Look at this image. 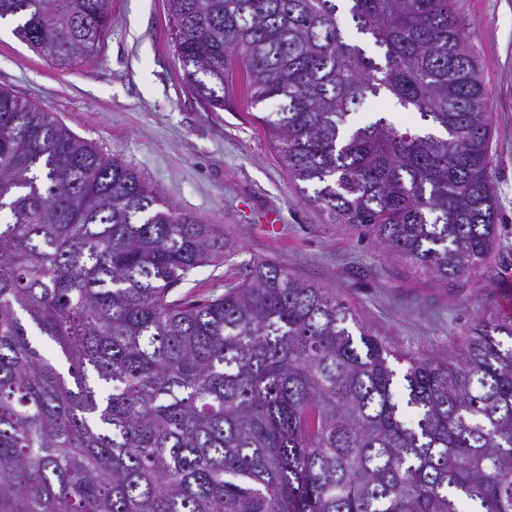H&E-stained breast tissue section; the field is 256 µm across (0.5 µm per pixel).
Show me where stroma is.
<instances>
[{
	"label": "stroma",
	"instance_id": "obj_1",
	"mask_svg": "<svg viewBox=\"0 0 512 512\" xmlns=\"http://www.w3.org/2000/svg\"><path fill=\"white\" fill-rule=\"evenodd\" d=\"M456 13L492 102L501 217L496 259L462 287L434 280L307 203L255 118L242 72L233 74V110L211 111L184 77L166 0H112L98 51L65 69L0 22V88L119 156L175 208L223 225L237 255L193 270L178 294H221L240 281L242 262L271 259L337 289L389 347L424 358L461 341L473 319L512 292V0H456Z\"/></svg>",
	"mask_w": 512,
	"mask_h": 512
}]
</instances>
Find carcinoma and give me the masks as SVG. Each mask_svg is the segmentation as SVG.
<instances>
[{
	"mask_svg": "<svg viewBox=\"0 0 512 512\" xmlns=\"http://www.w3.org/2000/svg\"><path fill=\"white\" fill-rule=\"evenodd\" d=\"M168 0L212 109L236 66L303 199L443 283L499 239L491 101L454 0ZM112 0H0L60 68ZM384 97L420 125L350 116ZM129 165L0 88V512H512V315L452 354L391 350L333 288L234 255ZM38 333L66 368L31 341Z\"/></svg>",
	"mask_w": 512,
	"mask_h": 512,
	"instance_id": "cac0c4a2",
	"label": "carcinoma"
}]
</instances>
